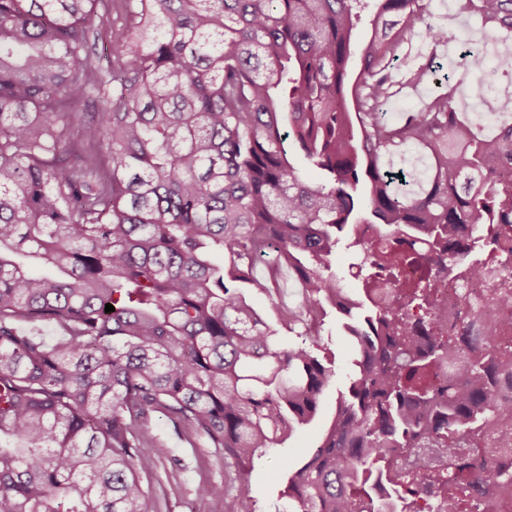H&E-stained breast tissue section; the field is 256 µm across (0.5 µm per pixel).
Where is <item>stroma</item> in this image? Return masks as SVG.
Instances as JSON below:
<instances>
[{"label":"stroma","instance_id":"1","mask_svg":"<svg viewBox=\"0 0 512 512\" xmlns=\"http://www.w3.org/2000/svg\"><path fill=\"white\" fill-rule=\"evenodd\" d=\"M319 354L332 361L335 376L326 390L319 414L299 427L281 446L256 459L247 479H240L233 459L224 458L202 438L187 443L180 427L164 413L154 412L148 418L153 435L170 450L169 460L158 463L150 455H142L137 468L150 475L156 512H224L233 507L241 492H249L258 512H275L280 505V490L285 476V462H298L313 452L325 423L336 404L340 390L346 385L350 371L352 344L335 313H328L321 332ZM223 486L224 498L212 501L200 498L199 484Z\"/></svg>","mask_w":512,"mask_h":512}]
</instances>
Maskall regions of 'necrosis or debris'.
Here are the masks:
<instances>
[{
  "label": "necrosis or debris",
  "instance_id": "obj_1",
  "mask_svg": "<svg viewBox=\"0 0 512 512\" xmlns=\"http://www.w3.org/2000/svg\"><path fill=\"white\" fill-rule=\"evenodd\" d=\"M428 278L433 297L434 335L468 352L467 337L490 339L492 347L512 349V250L490 246L477 269L463 270L450 263L436 269L432 263L403 266L400 278L412 283ZM494 467L512 474V420L491 419L473 447L449 456L447 449L423 443L392 456V467L422 477L438 471L469 472Z\"/></svg>",
  "mask_w": 512,
  "mask_h": 512
}]
</instances>
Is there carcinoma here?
Listing matches in <instances>:
<instances>
[{"label": "carcinoma", "mask_w": 512, "mask_h": 512, "mask_svg": "<svg viewBox=\"0 0 512 512\" xmlns=\"http://www.w3.org/2000/svg\"><path fill=\"white\" fill-rule=\"evenodd\" d=\"M118 8L106 76L89 33ZM464 9L488 35L512 30V0ZM416 29L458 39L426 0H0V512H153L136 459L166 456L145 425L159 409L250 472L334 377L312 340L327 304L345 319L352 368L320 444L287 467L293 512H400L412 486L371 496L387 450L432 439L451 451L509 416L490 404L494 358L458 360L441 386L433 370L452 347L427 335L432 320L392 336L404 322L372 299L385 281L430 305L424 282L398 275L419 253L379 257L361 225L420 240L441 262L458 225L476 237L512 224V184L490 172L512 168V122L453 105L479 44L450 74L432 60L406 73L439 85L421 110L397 122L379 111ZM504 81L512 55L477 76L485 94ZM90 101L100 111L87 117ZM344 239L362 254L360 291L345 298L332 271ZM269 253L270 275H254ZM282 267L302 300L274 302L268 322L247 294H270ZM35 322L64 335L49 343L23 328ZM388 362L398 376L381 373ZM448 490L450 512L482 504L469 473H448Z\"/></svg>", "instance_id": "cac0c4a2"}]
</instances>
